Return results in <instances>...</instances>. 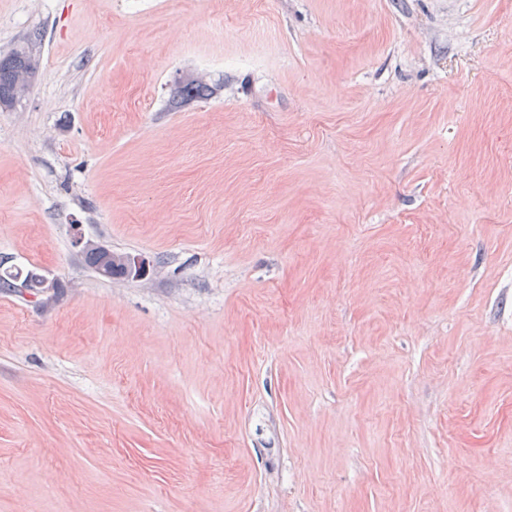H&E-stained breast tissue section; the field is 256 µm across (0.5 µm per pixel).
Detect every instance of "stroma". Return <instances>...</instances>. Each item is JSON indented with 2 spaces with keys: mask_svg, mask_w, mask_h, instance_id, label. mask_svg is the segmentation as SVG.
I'll return each instance as SVG.
<instances>
[{
  "mask_svg": "<svg viewBox=\"0 0 512 512\" xmlns=\"http://www.w3.org/2000/svg\"><path fill=\"white\" fill-rule=\"evenodd\" d=\"M20 48L0 512H512V0H0ZM216 86L199 74H187L178 81L169 99L171 109H180L192 102L213 95ZM74 227H77V224L74 225ZM79 227L76 228V234H75V244L77 246H83L84 244V238L82 236V233H79ZM84 247V246H83ZM85 255V259L88 261L89 265L95 270V272L106 279L112 280L117 278H128L127 277V271H126V264H127V270L130 273V276H133L138 272V269L143 263V260L136 256H130L124 254V253H114L112 252V255L109 259L104 260L102 254H100L97 245L95 244H88L84 247L83 251ZM128 259L126 260V258ZM103 267L104 273L100 271V269Z\"/></svg>",
  "mask_w": 512,
  "mask_h": 512,
  "instance_id": "stroma-1",
  "label": "stroma"
}]
</instances>
